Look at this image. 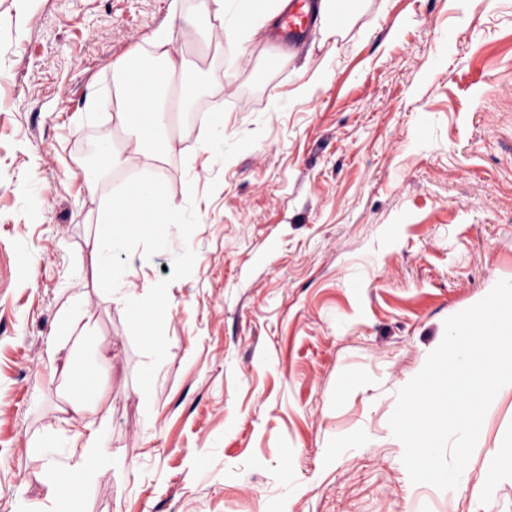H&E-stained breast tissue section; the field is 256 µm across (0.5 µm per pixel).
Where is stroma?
I'll return each instance as SVG.
<instances>
[{"instance_id": "stroma-1", "label": "stroma", "mask_w": 512, "mask_h": 512, "mask_svg": "<svg viewBox=\"0 0 512 512\" xmlns=\"http://www.w3.org/2000/svg\"><path fill=\"white\" fill-rule=\"evenodd\" d=\"M195 0H0V512H53L99 434L84 512H512V388L456 489L412 483L389 418L444 322L512 280V0H361L294 49L199 48ZM172 29L205 88L148 166L199 225L151 395L91 241L126 181L112 73ZM327 69L320 87H298ZM107 401L73 419L65 362ZM81 462L77 464L81 468L83 479L92 480L104 477L108 469L104 468L99 458V450L96 445L94 432L89 431L85 438L80 454Z\"/></svg>"}]
</instances>
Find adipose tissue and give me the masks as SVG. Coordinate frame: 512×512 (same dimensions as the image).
<instances>
[{
  "mask_svg": "<svg viewBox=\"0 0 512 512\" xmlns=\"http://www.w3.org/2000/svg\"><path fill=\"white\" fill-rule=\"evenodd\" d=\"M232 3L239 21L235 23L232 37L238 45H245L262 29L273 23L280 11L282 0H199L200 19L210 13H220L225 3ZM171 33H158L151 44L154 63L145 67L147 86L131 92L126 84L125 69H117L112 76L117 104L112 115L116 127L128 134L120 151L105 149L101 165L105 168L139 169L145 167L152 150L170 147L169 117L182 111L181 98L165 97L164 91L170 78L189 69L190 63L184 55L171 48Z\"/></svg>",
  "mask_w": 512,
  "mask_h": 512,
  "instance_id": "obj_1",
  "label": "adipose tissue"
}]
</instances>
